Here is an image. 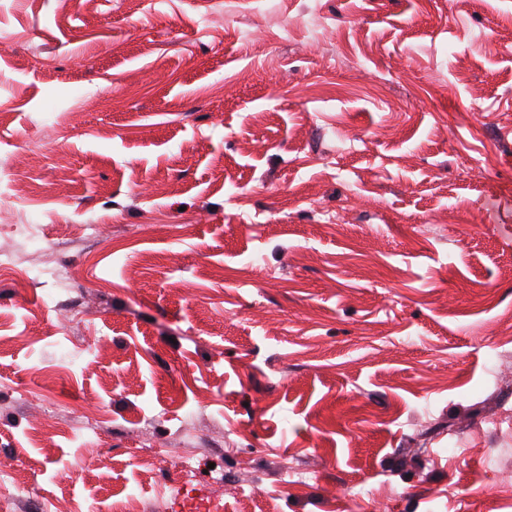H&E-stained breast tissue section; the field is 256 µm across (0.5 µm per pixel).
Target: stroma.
Instances as JSON below:
<instances>
[{"instance_id":"1","label":"stroma","mask_w":512,"mask_h":512,"mask_svg":"<svg viewBox=\"0 0 512 512\" xmlns=\"http://www.w3.org/2000/svg\"><path fill=\"white\" fill-rule=\"evenodd\" d=\"M0 258L9 512H512V0H14Z\"/></svg>"}]
</instances>
